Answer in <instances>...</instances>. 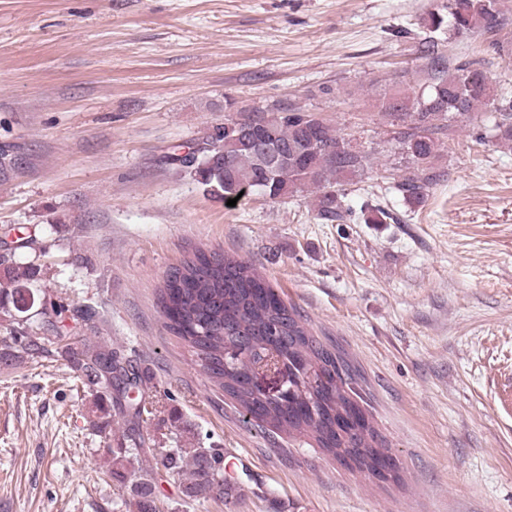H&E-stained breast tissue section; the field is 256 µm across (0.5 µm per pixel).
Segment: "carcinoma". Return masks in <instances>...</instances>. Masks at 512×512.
<instances>
[{
  "instance_id": "obj_1",
  "label": "carcinoma",
  "mask_w": 512,
  "mask_h": 512,
  "mask_svg": "<svg viewBox=\"0 0 512 512\" xmlns=\"http://www.w3.org/2000/svg\"><path fill=\"white\" fill-rule=\"evenodd\" d=\"M448 14H431L436 30L451 27L456 33L483 32L497 43L502 29L500 0H448ZM428 78L410 95L383 100L391 122L401 126L396 141L408 172L393 188L411 205L424 202L430 187L445 177L436 162L439 135L456 122H472L480 109L493 113L497 141L512 148V98L497 96L489 77L476 60L449 67L448 59L425 47ZM237 116L249 126L270 129L267 147L233 135H207L198 155L182 158L206 191L226 200L239 193H257L272 200L316 189L318 220L343 224L353 211L344 203L346 185L370 168L369 154L354 149L320 114L289 104L265 109H245ZM33 267L21 268L0 261V307L12 304L18 313L28 312L37 296L31 288ZM158 303L171 330L196 355L210 379L234 399L247 418L290 434L306 435L326 453L343 461L351 458L358 469L372 474L380 458H392L387 441L375 427L361 394L362 375L339 349L330 348L312 335L302 316L279 297L247 262L197 250L170 272L158 294ZM279 368L286 380L285 392L263 393L257 379L266 365ZM82 383L91 391L123 384L121 394L142 384L134 370H118L117 352L105 343L88 344L75 357ZM125 410L130 422L140 424L147 412L138 399L111 397ZM145 441L117 449L113 475L127 481L123 471L146 453ZM156 464L171 474L184 471L188 498L224 492L219 473L218 448H154ZM154 483L139 476L129 507L133 512H160Z\"/></svg>"
}]
</instances>
